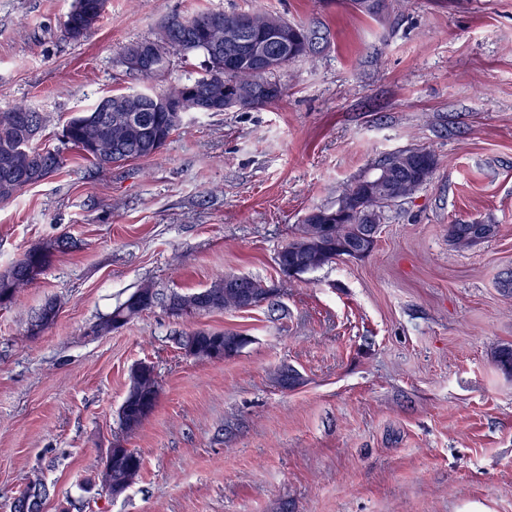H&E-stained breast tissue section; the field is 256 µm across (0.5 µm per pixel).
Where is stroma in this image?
Segmentation results:
<instances>
[{
    "instance_id": "1",
    "label": "stroma",
    "mask_w": 512,
    "mask_h": 512,
    "mask_svg": "<svg viewBox=\"0 0 512 512\" xmlns=\"http://www.w3.org/2000/svg\"><path fill=\"white\" fill-rule=\"evenodd\" d=\"M72 0H0V110L45 122L35 144L64 165L0 203V273L64 238L50 267L0 305V512L33 481L41 512H512V0H400L382 18L349 0H108L83 42L62 39ZM276 12L329 32L290 64L277 103L189 113L161 153L92 175L62 139L100 97L136 80L122 48L198 10ZM424 147L437 170L383 224L373 252L287 282L276 257L297 224L390 153ZM497 234L459 250L452 224ZM225 274L278 288L275 305L174 318L171 293ZM160 301L107 336L89 327L142 282ZM58 315L37 336L31 314ZM192 328L244 336L221 361L182 353ZM160 396L124 434L130 367ZM296 369L281 388L274 372ZM141 455L112 497L93 481L113 445Z\"/></svg>"
}]
</instances>
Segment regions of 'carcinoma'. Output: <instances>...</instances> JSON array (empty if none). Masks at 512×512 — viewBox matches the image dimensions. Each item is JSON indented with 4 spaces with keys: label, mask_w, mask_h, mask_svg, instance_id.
Here are the masks:
<instances>
[{
    "label": "carcinoma",
    "mask_w": 512,
    "mask_h": 512,
    "mask_svg": "<svg viewBox=\"0 0 512 512\" xmlns=\"http://www.w3.org/2000/svg\"><path fill=\"white\" fill-rule=\"evenodd\" d=\"M106 5L107 0H72L71 8L61 23L63 37L72 43L86 39L102 18ZM239 16L251 19L255 29L254 35L261 39L267 35L268 23L279 19V16L270 12L211 10L192 16L168 18L158 26L153 36L148 38V42L152 44L162 61V67L147 75V78L161 76L174 57L185 62L192 59L200 60L201 72L195 77L187 78L184 83L171 84L162 90L164 94L183 98L182 111L136 113V116L144 121V130L140 138L136 139L134 149L128 153L129 158L136 160L157 156L172 134L182 126L184 115L196 111L191 99L184 97V87L205 84L221 78L235 88L247 91L261 78L250 67H231L226 64L224 57L211 53V43L224 39V26L220 25V21ZM186 25L193 27V36L181 41L175 37L174 31ZM261 79L278 85V93L265 99L243 98L237 109L259 108L283 98L286 87L277 79V73L271 72ZM98 109L99 105L96 104L88 111L72 115L65 125L64 138L81 152L84 151L85 143H95L94 152L84 155V158L89 160L95 171L100 174L122 164V157L115 155L113 147L117 141L123 139L124 129L113 122H87V117L97 113ZM43 122L42 114L24 103H16L8 109L0 110V203L14 200L27 186L47 179L62 166L63 159L59 151L33 146ZM398 155L406 161L416 159L425 164L432 175L436 172L437 160L425 148L401 150ZM365 181L364 177L358 179L346 187L339 196V199L349 200L358 207V211L345 219L327 224L314 222L307 217L303 219L294 235L277 254V265L285 278H291L288 274L290 269L301 273L307 270L313 272L346 255V245L360 240L372 226L386 223L393 207L425 185L423 181H409L402 186L398 197L392 199L384 194L375 197L363 196L362 187ZM497 228L496 224H450L448 237L454 246L466 249L494 236ZM65 245V241L58 239L35 246L27 250L8 271L1 273L0 304L12 302L23 288L35 282L52 264L55 252ZM134 294L141 297L140 303H133L131 298H126L110 314L93 324L89 328V334L106 336L154 306L156 293L151 284H141ZM244 294L249 295L252 302L258 306L266 299L267 289L261 281L246 276L225 275L195 293H171L167 298L166 307L171 315L178 318L188 314L203 316L216 311L239 310ZM41 311L45 313L44 321L39 324L29 323L28 332L32 336L38 335L55 320L58 306L54 302H48ZM179 335L195 337L201 350L218 344L224 348L226 355L240 351L247 343L246 338L236 333L206 328L184 330L179 332ZM492 359L498 368L512 374L511 344L496 346L492 351ZM275 379L278 385L285 389H293L300 384L299 373L290 367L278 369ZM133 393L147 395L152 402L146 408L131 400L121 405V426L127 433L137 430L158 402L160 389L153 366L140 369L135 365L131 368L127 394ZM142 465V458L139 455L133 458H120L116 453H109L97 473V479L102 485L127 483L132 486L141 476Z\"/></svg>",
    "instance_id": "1"
}]
</instances>
